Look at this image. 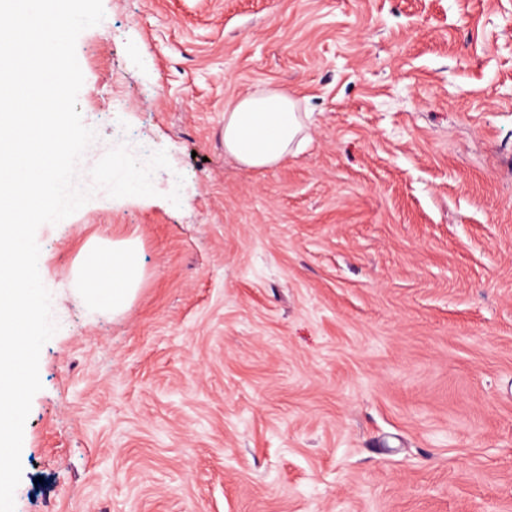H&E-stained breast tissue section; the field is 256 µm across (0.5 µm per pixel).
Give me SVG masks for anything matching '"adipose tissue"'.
<instances>
[{"mask_svg": "<svg viewBox=\"0 0 512 512\" xmlns=\"http://www.w3.org/2000/svg\"><path fill=\"white\" fill-rule=\"evenodd\" d=\"M307 113L282 91L263 87L224 111V150L251 169L277 166L307 138ZM142 279L135 240L86 246L79 265V287L89 304L120 311L133 299Z\"/></svg>", "mask_w": 512, "mask_h": 512, "instance_id": "1", "label": "adipose tissue"}]
</instances>
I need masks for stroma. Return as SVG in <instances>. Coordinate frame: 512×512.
Masks as SVG:
<instances>
[{
    "label": "stroma",
    "mask_w": 512,
    "mask_h": 512,
    "mask_svg": "<svg viewBox=\"0 0 512 512\" xmlns=\"http://www.w3.org/2000/svg\"><path fill=\"white\" fill-rule=\"evenodd\" d=\"M103 6L82 119L170 166L37 231L15 512H512V0ZM262 84L310 141L256 171L224 111ZM126 238L134 298L89 306ZM137 243L133 239L92 242L81 256L79 290L89 304L121 311L133 299L142 279Z\"/></svg>",
    "instance_id": "1"
}]
</instances>
